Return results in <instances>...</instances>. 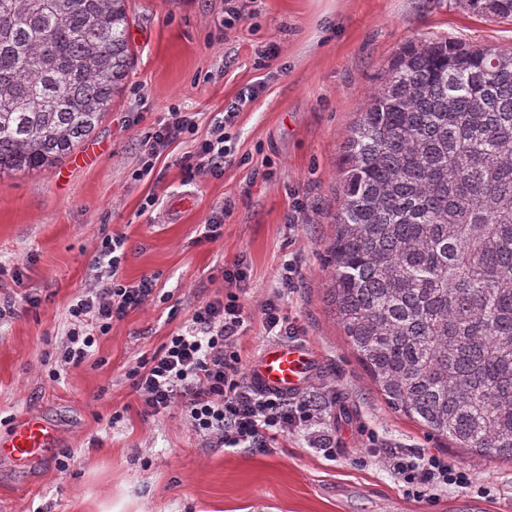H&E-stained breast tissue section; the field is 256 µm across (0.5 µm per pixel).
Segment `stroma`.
<instances>
[{
	"mask_svg": "<svg viewBox=\"0 0 512 512\" xmlns=\"http://www.w3.org/2000/svg\"><path fill=\"white\" fill-rule=\"evenodd\" d=\"M235 4L129 0L134 63L77 146L100 157L0 174V266L9 271L0 303L13 309L0 321V431L38 416L59 436L50 456L29 464L0 457V512H512V462L452 447L384 403L334 319L324 269L344 139L390 57L421 35L510 49L512 21L473 16L459 0H254L251 15L232 22ZM248 88L257 96L229 130L235 153L222 176L184 169V138L135 179L145 138L169 108L200 113L204 132ZM150 194L158 204L143 209ZM219 212L224 222L207 238ZM113 233L126 238L122 278L153 276L154 298L53 380L67 308L94 285L98 246ZM240 256L251 316L238 341L243 363L278 344L262 326L277 298L288 341L318 364L300 396L319 428L264 452L221 447L177 407L144 415L129 379L196 306L223 299L224 268ZM292 257L299 274L289 289L280 271ZM318 431L335 440V457L316 448ZM378 448L441 454L473 484L409 495Z\"/></svg>",
	"mask_w": 512,
	"mask_h": 512,
	"instance_id": "stroma-1",
	"label": "stroma"
}]
</instances>
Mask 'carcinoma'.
Listing matches in <instances>:
<instances>
[{
    "label": "carcinoma",
    "mask_w": 512,
    "mask_h": 512,
    "mask_svg": "<svg viewBox=\"0 0 512 512\" xmlns=\"http://www.w3.org/2000/svg\"><path fill=\"white\" fill-rule=\"evenodd\" d=\"M127 0H0V174L60 162L127 76ZM512 19V0H460ZM330 304L379 394L512 461V53L417 37L345 138Z\"/></svg>",
    "instance_id": "carcinoma-1"
}]
</instances>
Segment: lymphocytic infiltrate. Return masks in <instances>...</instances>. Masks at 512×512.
I'll list each match as a JSON object with an SVG mask.
<instances>
[{"instance_id": "obj_1", "label": "lymphocytic infiltrate", "mask_w": 512, "mask_h": 512, "mask_svg": "<svg viewBox=\"0 0 512 512\" xmlns=\"http://www.w3.org/2000/svg\"><path fill=\"white\" fill-rule=\"evenodd\" d=\"M254 98V91L242 92L224 111L216 113L208 136L182 156L181 165L191 171L221 175L234 154L228 130ZM198 120L197 113L170 109L144 142L136 179L148 176L171 144L183 135L195 134ZM125 258L124 236L113 234L102 240L96 256L102 271L97 287L83 292L68 307L70 329L61 366L84 363L98 337L108 334L113 320L152 300L153 278L134 283L121 278ZM247 278L246 259L238 257L224 271L231 292L224 299L197 306L180 332L152 355L141 357L130 378L145 415L156 416L178 407L196 432L220 445L264 451L296 428L317 423L319 417L308 401L258 390L246 379L236 343L249 328L250 316L241 300ZM388 459L406 490L416 497L435 489L472 484L468 469L436 454L394 449Z\"/></svg>"}]
</instances>
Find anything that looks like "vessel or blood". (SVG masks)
I'll use <instances>...</instances> for the list:
<instances>
[{
    "mask_svg": "<svg viewBox=\"0 0 512 512\" xmlns=\"http://www.w3.org/2000/svg\"><path fill=\"white\" fill-rule=\"evenodd\" d=\"M316 367L310 350L299 343H283L267 348L249 367V379L265 392L295 395L301 392ZM58 434L41 418L25 417L0 439V455L19 462L42 456L57 447Z\"/></svg>",
    "mask_w": 512,
    "mask_h": 512,
    "instance_id": "vessel-or-blood-1",
    "label": "vessel or blood"
}]
</instances>
